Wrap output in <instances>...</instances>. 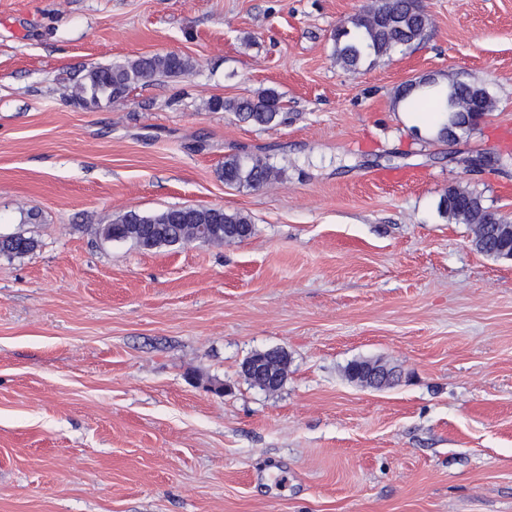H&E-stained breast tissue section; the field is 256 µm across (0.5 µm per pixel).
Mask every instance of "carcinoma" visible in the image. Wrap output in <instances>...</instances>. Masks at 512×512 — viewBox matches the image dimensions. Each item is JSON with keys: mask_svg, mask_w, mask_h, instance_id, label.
Here are the masks:
<instances>
[{"mask_svg": "<svg viewBox=\"0 0 512 512\" xmlns=\"http://www.w3.org/2000/svg\"><path fill=\"white\" fill-rule=\"evenodd\" d=\"M429 18L421 0H377L375 10L365 9L345 21L334 35L336 59L346 70L359 72L364 58L388 54L396 46H412L421 42L427 32ZM192 62L180 55L156 53L141 56L127 63L92 66L85 70L72 86L67 98L87 107L96 108L104 102L124 98L132 85L156 76H179L191 72ZM414 98L433 112H469L472 105L483 113L490 111L494 99L483 86L458 79L441 86L435 75L423 76L397 94L398 101ZM214 111L232 112L243 120L267 127L283 119L281 95L265 89L251 97L214 98ZM282 176L281 169L250 153L240 152L224 157L220 178L237 189H258ZM440 211L449 219L462 224H495L501 215L483 204L480 196L459 186L448 188L440 201ZM205 229L207 243L226 240L242 241L254 233L249 216L240 211L221 207H182L141 214L126 212L99 229L107 241H132L145 250L161 247L182 248L193 242L200 229ZM494 236L484 237L475 229L474 244L481 253L498 258L505 244L493 242ZM38 240L23 234L0 237V254L22 257L34 252Z\"/></svg>", "mask_w": 512, "mask_h": 512, "instance_id": "carcinoma-1", "label": "carcinoma"}]
</instances>
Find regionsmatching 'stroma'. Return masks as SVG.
I'll list each match as a JSON object with an SVG mask.
<instances>
[{"instance_id":"1","label":"stroma","mask_w":512,"mask_h":512,"mask_svg":"<svg viewBox=\"0 0 512 512\" xmlns=\"http://www.w3.org/2000/svg\"><path fill=\"white\" fill-rule=\"evenodd\" d=\"M370 0H0V512H512V261L439 212L512 219V0H423L419 44L336 59ZM175 51L193 70L87 109L86 68ZM427 72L487 87L468 135L396 101ZM267 88L285 123L212 111ZM284 169L224 185L226 154ZM418 171L416 184L382 173ZM221 207L251 237L107 242L127 211ZM38 211V223L21 219ZM288 355L274 392L241 366ZM396 367L393 386L346 366ZM448 196L452 203L448 204ZM440 211L448 219L455 220L462 224H490L502 216L485 206L480 196L452 185L448 188V193L440 201ZM39 246L38 240L24 234H12L0 237V254L22 257L34 252Z\"/></svg>"}]
</instances>
